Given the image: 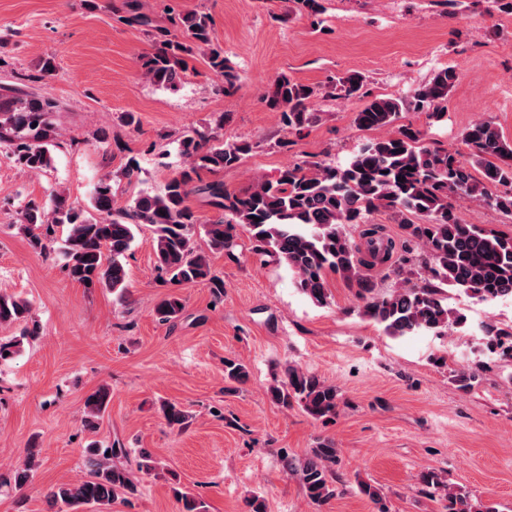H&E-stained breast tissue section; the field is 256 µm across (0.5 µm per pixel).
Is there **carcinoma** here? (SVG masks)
Segmentation results:
<instances>
[{
	"label": "carcinoma",
	"mask_w": 512,
	"mask_h": 512,
	"mask_svg": "<svg viewBox=\"0 0 512 512\" xmlns=\"http://www.w3.org/2000/svg\"><path fill=\"white\" fill-rule=\"evenodd\" d=\"M182 36L156 29L154 52L143 56V73L152 83L177 90L187 71L186 58L199 54L209 69L224 77L226 88L235 86L237 75L214 41L213 21L204 12H188L171 18ZM458 80L453 66L444 67L405 97L372 95L355 73L336 78L338 95L357 97L363 106L356 124L364 129H385L386 135L364 144L346 163L302 161L272 177H260L247 189L231 192L221 181L194 186L200 170L219 172L237 166L252 150L248 141L226 143L195 131L179 141L189 168L173 175L158 193H141L129 207L115 209L112 179L105 176L94 186L90 202L93 217L71 202L60 190L51 191L48 203L31 201L20 207L19 230L43 250L51 248L55 227L67 234L61 253L69 278L87 289L102 286L121 302L127 298L124 259L135 232L149 226L154 232L156 268L172 286L208 281L219 289L207 256L196 246L198 219L188 205L190 194H207L220 212L204 225L209 248L234 256L237 229H245L254 242L255 254L285 265L295 288L317 305L328 304V274L336 273L358 288L362 312L384 327L386 334L402 337L420 332L444 335L463 327L467 317L448 308L444 288L458 290L481 302L512 297V234L481 224L459 222L452 199L468 198L512 216V142L492 124L477 122L466 129L462 141L467 153L450 152L423 144L422 133L398 121L404 112H424L439 122L447 116L448 93ZM7 102H0V145L20 166L42 171L51 167L48 149L55 136L52 114L58 102L47 94L18 87H0ZM313 88L282 73L265 96L267 106L281 113L289 130L301 132L313 119ZM481 168V178L471 169ZM384 208L403 224L406 244L425 248L421 260L422 284L401 286L382 296L372 294L363 269L373 260L392 258L395 244H381L376 229L365 230L367 251L354 246L346 232L349 224H366L369 216ZM424 217L417 223L414 217ZM185 309L181 296L172 291L156 305L163 322L177 320ZM28 301L0 292V324L27 321ZM485 355L512 360V325L481 324ZM248 367L224 361V378L248 381ZM276 404L301 406L312 418L331 422L336 418L339 392L317 375L286 365L268 389ZM109 403V392L99 388L85 401L83 426L93 429ZM168 425L183 429L189 415L178 405L162 404ZM128 449L118 443L103 450L91 447L84 455L86 476L77 483H63L48 493L53 512H80L87 507L107 508L116 498L137 491L129 470L120 462ZM285 471L295 476L310 502L322 505L336 496L338 450L324 440L297 459L281 452ZM32 456L14 474L15 486L24 488L31 478ZM422 490L448 501V512H496L492 505L474 501L454 491L444 476L425 471L418 477ZM181 512H202L204 505L188 491H175Z\"/></svg>",
	"instance_id": "1"
}]
</instances>
